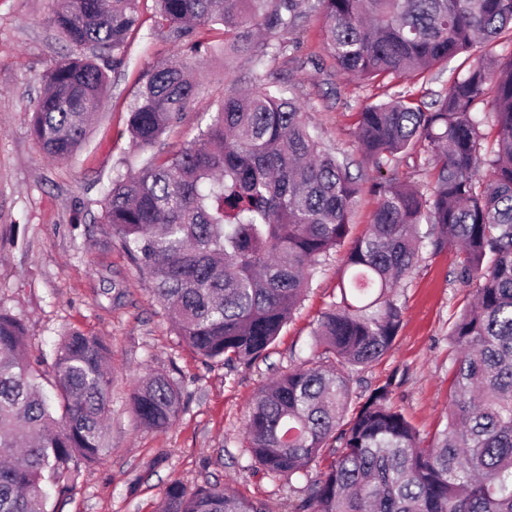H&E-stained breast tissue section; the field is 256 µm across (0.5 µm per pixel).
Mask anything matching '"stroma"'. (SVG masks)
Here are the masks:
<instances>
[{
	"instance_id": "1",
	"label": "stroma",
	"mask_w": 512,
	"mask_h": 512,
	"mask_svg": "<svg viewBox=\"0 0 512 512\" xmlns=\"http://www.w3.org/2000/svg\"><path fill=\"white\" fill-rule=\"evenodd\" d=\"M49 6L50 0H0V308L24 320L30 358H52L60 337L78 329L107 344L114 376L111 451L49 506L52 512H157L170 483L209 482L265 502L268 512H291L299 483L253 469L244 424L258 391L309 356L312 332L339 294L345 251L327 259L265 357L228 366L179 341L150 280L101 220L112 179L146 159L132 146L126 108L143 72L179 48L157 22L153 0H141V27L129 39L126 65L109 75L106 106L76 154L57 162L30 131L42 78L67 52L48 23ZM285 39V54L259 61L205 57L195 70L202 91L161 149L187 146L224 94L275 82L304 101L327 148L360 162L357 114L379 101V90L333 67L318 14L303 18ZM458 261L449 246L423 250L398 289L404 314L393 347L365 373L369 385L391 383L393 403L430 434L443 429L448 407V320L471 298L470 287L455 278ZM152 370L167 372L183 389L182 412L165 430L137 428L128 402L133 383Z\"/></svg>"
}]
</instances>
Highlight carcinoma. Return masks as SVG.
<instances>
[{
  "label": "carcinoma",
  "instance_id": "1",
  "mask_svg": "<svg viewBox=\"0 0 512 512\" xmlns=\"http://www.w3.org/2000/svg\"><path fill=\"white\" fill-rule=\"evenodd\" d=\"M170 39L196 59L246 48L283 52L259 33L324 15L323 46L345 75L388 85L472 50L477 61L426 102L409 90L358 113L361 164L377 172L423 147L433 186L392 172L370 224L350 248L340 299L321 317L314 350L261 388L244 439L268 477L304 479L295 512H512V57L492 49L512 32V0H154ZM49 21L70 51L44 77L31 131L55 160L74 155L104 105L109 65L141 26L139 0H52ZM205 28L217 39H197ZM200 94L175 55L146 70L127 131L147 151ZM495 130L488 140L484 127ZM358 177L306 121L299 97L270 86L217 102L180 152H154L112 180L104 221L153 283L175 334L206 360L266 353L311 281L350 233ZM429 226L427 232L420 225ZM457 245L456 278L475 285L448 323L445 428L414 427L392 382L355 374L392 348L403 308L396 288L430 245ZM26 352V325L0 309V512H47L111 451L109 352L70 330L51 371ZM52 377L53 392L41 379ZM144 429L178 417L182 391L164 372L129 395ZM157 512H265L219 484L166 487Z\"/></svg>",
  "mask_w": 512,
  "mask_h": 512
}]
</instances>
